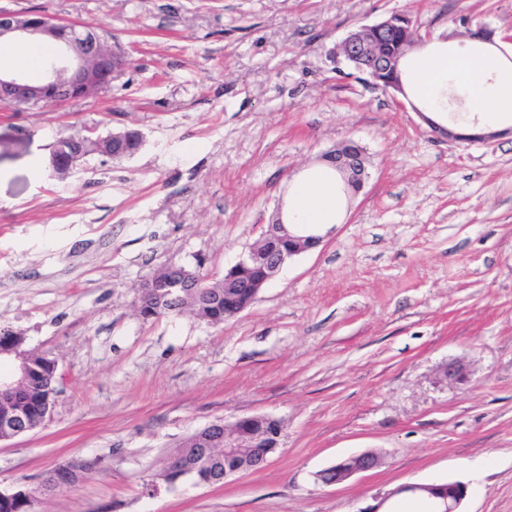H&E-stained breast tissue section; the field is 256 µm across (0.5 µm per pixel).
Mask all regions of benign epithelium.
Here are the masks:
<instances>
[{
  "mask_svg": "<svg viewBox=\"0 0 512 512\" xmlns=\"http://www.w3.org/2000/svg\"><path fill=\"white\" fill-rule=\"evenodd\" d=\"M61 27L62 23L37 12H0V39L10 37L17 41H47L56 45L58 50L54 61L44 68L38 80H31L22 73L0 71L1 107L21 108L47 101L57 105L89 98L108 88L114 77L125 69L126 58L112 48L102 30L74 25L73 33L64 38L60 36ZM390 32L402 35L398 48L393 51L387 50L385 45V36ZM423 44L424 39L416 34L410 18L397 14L349 32L334 52V60L338 65L352 68L362 80L394 97L400 95L406 99L403 66L408 55ZM432 127L433 132L449 140L483 142L497 136L495 132L461 134L438 123L432 124ZM89 141L112 147L114 158L132 155L127 148L128 131L114 132L108 141L96 131L88 129L56 142L52 153L54 169L63 165V155L69 167H75L81 161L83 146ZM322 161L341 179L345 193L353 196L363 189L368 173L364 149L357 142H343L324 153ZM321 241L322 236L299 231L295 225L284 222L282 216H276L264 230L260 243L227 269L230 276L224 279V305L229 309V316L240 313L236 306L237 295L231 289L251 288L253 293H259L289 260L317 247ZM248 268L258 270L260 276L241 280L239 271ZM25 341L26 338L21 336L9 350H0V363L6 361L11 365L9 372H0V441L33 431L25 416L14 407L15 394L36 381V369L25 353ZM281 436L280 421L266 415L242 417L229 426L222 422L213 423L198 432L191 445L185 447L184 453L169 458L167 469L178 480L186 478L192 472V466L186 464V460L204 465L221 449L224 455L239 459L237 465L224 467V476L218 478L223 482L240 472L258 470L266 465L269 457L280 448ZM380 461V456L372 451L352 455L321 471L317 479L326 485L340 483L378 467ZM84 464L83 460L69 461L56 468L57 475L53 478L44 476L34 487L0 491V496L10 498L22 495L36 500L40 495H53L57 492V482L68 478ZM329 474L336 475V478L327 479ZM401 490L419 496L427 495L432 512H461L468 495L467 485L459 481L406 485Z\"/></svg>",
  "mask_w": 512,
  "mask_h": 512,
  "instance_id": "1",
  "label": "benign epithelium"
}]
</instances>
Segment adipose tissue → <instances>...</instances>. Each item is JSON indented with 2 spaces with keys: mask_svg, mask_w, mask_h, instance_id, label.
<instances>
[{
  "mask_svg": "<svg viewBox=\"0 0 512 512\" xmlns=\"http://www.w3.org/2000/svg\"><path fill=\"white\" fill-rule=\"evenodd\" d=\"M466 76L465 90L476 111L486 119L512 111V76L498 58L489 54L461 55L440 62L421 56L415 62V79L426 91L437 92L447 73ZM336 202V184L329 172L321 169L299 188L288 205L292 224H324Z\"/></svg>",
  "mask_w": 512,
  "mask_h": 512,
  "instance_id": "obj_1",
  "label": "adipose tissue"
}]
</instances>
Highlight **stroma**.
Wrapping results in <instances>:
<instances>
[{
    "mask_svg": "<svg viewBox=\"0 0 512 512\" xmlns=\"http://www.w3.org/2000/svg\"><path fill=\"white\" fill-rule=\"evenodd\" d=\"M104 29L128 64L99 96L0 108V328L57 359L50 421L0 441V489L72 459L82 482L38 512H423L405 484H468L463 512H512V135L460 142L472 107L456 75L439 108L338 73L354 29L408 15L440 59L494 28L512 60V0H0ZM135 129L132 157L60 176L55 141ZM367 152L323 242L219 326L143 319L142 280L168 264L222 278L286 211L321 156ZM464 366L465 381L443 376ZM249 415L283 426L262 470L146 489L195 430ZM379 468L333 485L337 460ZM380 461V456L372 451L352 455L341 459L336 465L321 471L317 475V479L326 485L340 483L353 475L367 472L378 467ZM329 474H336V478L333 479L334 475H330L328 476L330 480L327 479L326 476Z\"/></svg>",
    "mask_w": 512,
    "mask_h": 512,
    "instance_id": "obj_1",
    "label": "stroma"
}]
</instances>
